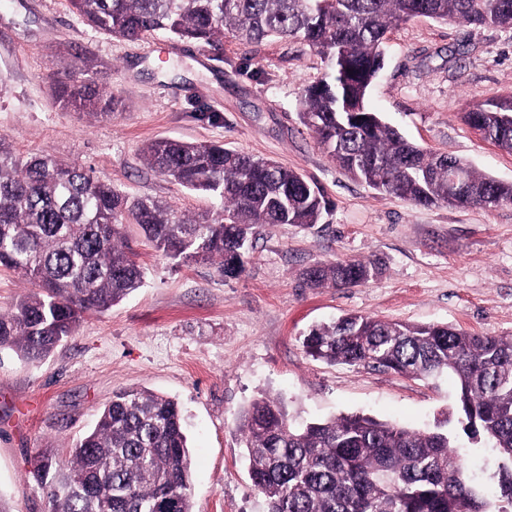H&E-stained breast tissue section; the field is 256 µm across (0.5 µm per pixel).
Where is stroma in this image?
Returning a JSON list of instances; mask_svg holds the SVG:
<instances>
[{"mask_svg":"<svg viewBox=\"0 0 512 512\" xmlns=\"http://www.w3.org/2000/svg\"><path fill=\"white\" fill-rule=\"evenodd\" d=\"M78 61L92 63L117 100L111 118L55 99L64 66ZM326 70L320 55L291 41L245 44L228 32L216 52L163 34H105L69 0L0 8V137L16 153L79 163L129 196L197 214L209 199L147 171L141 149L159 137L220 142L302 173L330 204L320 224L261 228L235 278L209 264H175L129 227L142 288L87 316L41 363L0 352V512H46L30 474L36 450L70 447L113 393L129 388L178 402L195 512H266L240 430L242 412L264 396L300 423L351 414L415 429L444 423L481 483H493L484 439L463 433L453 376L331 365L303 348L313 326L348 313L512 336V205L415 206L351 179L298 115L302 89ZM510 93L512 30L420 17L388 33L370 100L423 148L512 182V154L461 119L468 106ZM347 259L379 262L382 273L353 288L301 279L314 263Z\"/></svg>","mask_w":512,"mask_h":512,"instance_id":"1","label":"stroma"}]
</instances>
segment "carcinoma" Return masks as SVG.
<instances>
[{"label":"carcinoma","mask_w":512,"mask_h":512,"mask_svg":"<svg viewBox=\"0 0 512 512\" xmlns=\"http://www.w3.org/2000/svg\"><path fill=\"white\" fill-rule=\"evenodd\" d=\"M90 26L128 40L164 33L221 51L238 40L299 41L330 73L302 90L300 117L329 159L351 178L416 206L512 204V183L406 139L369 105L387 33L416 17L512 29V0H70ZM64 104L110 117L92 65H67L55 87ZM463 120L512 153V95L479 104ZM147 169L211 199L190 217L162 201L130 199L76 163L22 156L0 140V267L34 289L0 312V350L38 363L142 286L126 238L137 225L155 251L182 264L212 263L226 278L244 270L255 229L322 219L328 201L311 180L278 163L208 142L159 138L143 149ZM469 192L448 200V164ZM371 261L317 262L314 288L374 278ZM306 353L426 380L457 378L458 410L471 438L485 437L497 483L482 487L448 432L421 431L363 414L298 426L275 399L255 400L241 419L246 460L268 512H512V337L444 324L348 314L313 327ZM31 474L48 512H193L187 436L178 403L146 389L116 392L95 427L66 455L37 452Z\"/></svg>","instance_id":"1"}]
</instances>
